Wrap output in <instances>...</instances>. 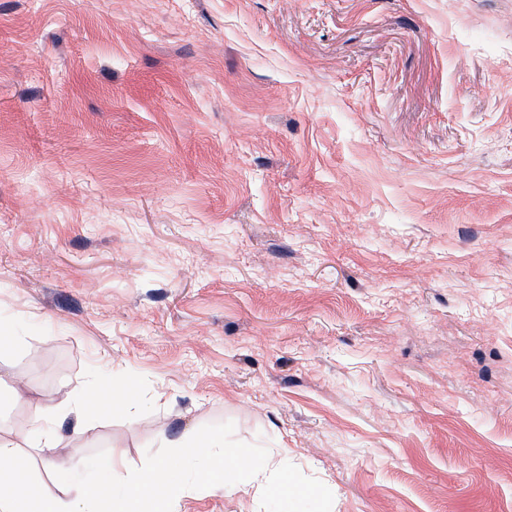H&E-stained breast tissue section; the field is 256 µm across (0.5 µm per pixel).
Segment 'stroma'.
<instances>
[{"instance_id":"1","label":"stroma","mask_w":512,"mask_h":512,"mask_svg":"<svg viewBox=\"0 0 512 512\" xmlns=\"http://www.w3.org/2000/svg\"><path fill=\"white\" fill-rule=\"evenodd\" d=\"M0 326L34 457L220 431L314 512H512V0H0ZM94 404L84 399L82 403L76 404L72 410L77 417H81L82 415H86V412L91 405H94L97 408L105 409L112 415H126L129 413L131 400L128 396H112V389L107 387L105 383L101 382L99 384V391L94 400Z\"/></svg>"}]
</instances>
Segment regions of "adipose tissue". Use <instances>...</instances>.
<instances>
[{"instance_id": "obj_1", "label": "adipose tissue", "mask_w": 512, "mask_h": 512, "mask_svg": "<svg viewBox=\"0 0 512 512\" xmlns=\"http://www.w3.org/2000/svg\"><path fill=\"white\" fill-rule=\"evenodd\" d=\"M180 457L150 466L128 484L127 466L122 454H111L96 460L95 468L106 472L110 481L99 487L71 491L69 485L77 477L76 468L61 461L43 460L53 490L33 489L29 477L33 459L13 442L0 439V512H146V506L162 498L177 499L186 491L208 486L227 493H253L265 499L288 502L292 491L287 480L273 482L266 474L271 468L267 459H255L225 448L220 435L201 437L184 433L173 442ZM238 470L249 471L251 477L235 479Z\"/></svg>"}]
</instances>
